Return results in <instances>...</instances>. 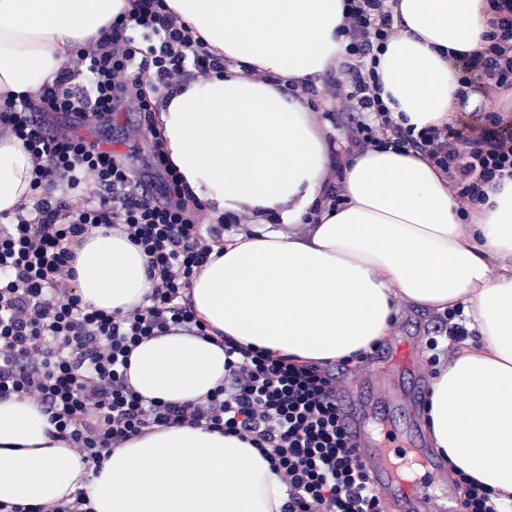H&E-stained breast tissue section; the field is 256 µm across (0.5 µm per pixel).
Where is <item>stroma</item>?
<instances>
[{
  "mask_svg": "<svg viewBox=\"0 0 512 512\" xmlns=\"http://www.w3.org/2000/svg\"><path fill=\"white\" fill-rule=\"evenodd\" d=\"M48 123L58 132L78 127L80 135L88 140L112 148L141 184L153 186L156 195H163L164 187L152 167L153 151L160 136L145 131L143 114L121 112L112 124L100 125L79 124L72 116L58 113L49 116ZM438 317V312L401 304L397 321L378 350L348 366L339 378L341 390L367 398L374 410L390 419L406 440L426 449L432 448L433 441L422 418L421 403L435 373L448 361L444 353L432 356L428 345L434 339L443 346L452 343L451 336L433 330L432 322ZM404 339L412 342L416 363L411 370L399 373L387 356Z\"/></svg>",
  "mask_w": 512,
  "mask_h": 512,
  "instance_id": "35a3bbf8",
  "label": "stroma"
}]
</instances>
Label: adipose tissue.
Instances as JSON below:
<instances>
[{"instance_id":"obj_1","label":"adipose tissue","mask_w":512,"mask_h":512,"mask_svg":"<svg viewBox=\"0 0 512 512\" xmlns=\"http://www.w3.org/2000/svg\"><path fill=\"white\" fill-rule=\"evenodd\" d=\"M229 70L175 82L157 117L162 147L190 196L255 227L212 254L189 295L208 338L179 331L140 343L128 378L168 403L224 382L221 336L309 362H337L387 336L401 303L462 309L480 350L440 368L425 425L453 468L512 493V177L461 204L426 161L394 148L351 158L346 201H325L332 150L296 90L322 86L344 54L343 0H164ZM134 0H0V102L38 99L61 64L98 46ZM402 27L379 56L380 96L402 126H444L458 108L454 55L489 30L486 0H395ZM33 196L32 163L0 126V220ZM317 223L302 234L268 219ZM82 302L125 313L153 288L147 259L100 227L75 247ZM31 400H0V502L50 505L86 490L94 512H280L286 496L258 448L203 427H159L88 468L52 438Z\"/></svg>"}]
</instances>
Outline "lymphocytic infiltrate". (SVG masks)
Instances as JSON below:
<instances>
[{"instance_id":"lymphocytic-infiltrate-1","label":"lymphocytic infiltrate","mask_w":512,"mask_h":512,"mask_svg":"<svg viewBox=\"0 0 512 512\" xmlns=\"http://www.w3.org/2000/svg\"><path fill=\"white\" fill-rule=\"evenodd\" d=\"M485 46L459 60L473 92L512 90V0H489ZM346 45L332 110L345 131L334 153L341 172L357 154L394 147L428 162L460 200L512 176V113H457L444 128L396 123L379 94L377 54L398 29L390 0H345ZM90 89L61 66L35 101L8 104L0 124L31 155L33 208L0 225V399L36 401L52 434L88 466L157 427L200 426L229 432L259 448L286 489L281 512H384L370 476L350 451L347 417L332 365H316L224 342L223 386L206 399L166 403L129 384L130 355L142 341L171 331L206 336L187 297L193 274L224 240L223 225L204 224L190 208L183 177L163 149L154 165L165 198L151 197L111 151L75 131L51 132L45 118L111 121L117 108L151 113L144 81L161 86L219 68L192 30L176 25L163 0H136L99 47L81 51ZM99 193L81 194L86 179ZM79 193L69 204L54 187ZM103 225L123 233L147 258L153 288L146 305L110 313L82 305L72 288L73 246Z\"/></svg>"}]
</instances>
